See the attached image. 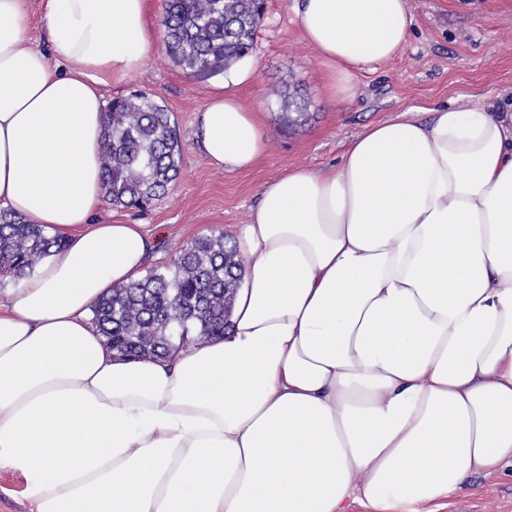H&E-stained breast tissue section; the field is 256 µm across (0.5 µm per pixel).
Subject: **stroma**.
Returning <instances> with one entry per match:
<instances>
[{
  "instance_id": "stroma-1",
  "label": "stroma",
  "mask_w": 512,
  "mask_h": 512,
  "mask_svg": "<svg viewBox=\"0 0 512 512\" xmlns=\"http://www.w3.org/2000/svg\"><path fill=\"white\" fill-rule=\"evenodd\" d=\"M413 30L395 59L358 74L353 98L342 105L324 91L314 50L293 21L291 0H267L251 52L255 83L241 92L259 112L268 148L248 172L212 167L194 136L195 115L223 72L193 76L157 46L145 69L105 92L113 98L138 90L173 114L183 148L182 173L169 191L143 211L103 204L108 221L147 225L153 239L149 267L172 265L180 251L214 232L232 238L259 199L260 187L293 168L337 167L348 143L371 124L396 119L400 111L448 106L512 104V0H409ZM279 89L303 104L306 119H281ZM438 512H512V468L478 475Z\"/></svg>"
}]
</instances>
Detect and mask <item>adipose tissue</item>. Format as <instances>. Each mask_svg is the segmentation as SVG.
<instances>
[{
  "label": "adipose tissue",
  "mask_w": 512,
  "mask_h": 512,
  "mask_svg": "<svg viewBox=\"0 0 512 512\" xmlns=\"http://www.w3.org/2000/svg\"><path fill=\"white\" fill-rule=\"evenodd\" d=\"M0 0V208L64 247L0 294V469L34 512H420L512 467V113L402 111L334 169L264 183L224 335L112 351L89 313L141 276L143 224H102L104 88L155 51L146 0ZM331 100L407 46L409 0H293ZM243 59L196 117L252 170Z\"/></svg>",
  "instance_id": "adipose-tissue-1"
}]
</instances>
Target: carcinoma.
Wrapping results in <instances>:
<instances>
[{
	"label": "carcinoma",
	"instance_id": "carcinoma-1",
	"mask_svg": "<svg viewBox=\"0 0 512 512\" xmlns=\"http://www.w3.org/2000/svg\"><path fill=\"white\" fill-rule=\"evenodd\" d=\"M256 0H167L162 21L172 61L192 75L225 69L253 49ZM104 196L146 209L174 182L182 146L171 112L145 93L109 101L101 153ZM62 240L0 210V277L32 272ZM242 264L224 234L204 235L168 268L117 286L92 309L107 344L126 356L162 355L224 335Z\"/></svg>",
	"mask_w": 512,
	"mask_h": 512
}]
</instances>
